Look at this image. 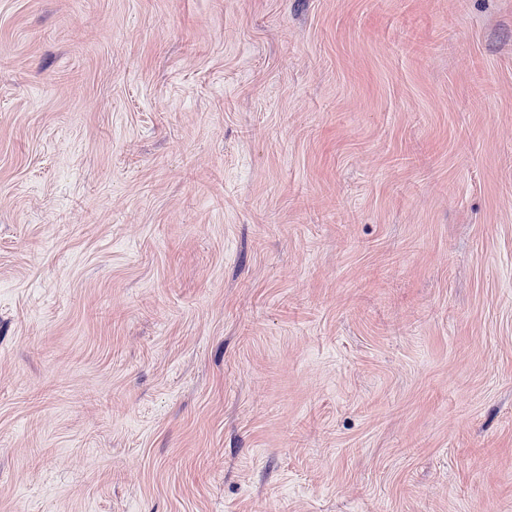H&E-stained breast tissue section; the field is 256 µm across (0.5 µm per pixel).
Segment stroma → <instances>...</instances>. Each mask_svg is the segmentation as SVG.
Returning <instances> with one entry per match:
<instances>
[{"mask_svg": "<svg viewBox=\"0 0 512 512\" xmlns=\"http://www.w3.org/2000/svg\"><path fill=\"white\" fill-rule=\"evenodd\" d=\"M0 512H512V0H0Z\"/></svg>", "mask_w": 512, "mask_h": 512, "instance_id": "stroma-1", "label": "stroma"}]
</instances>
